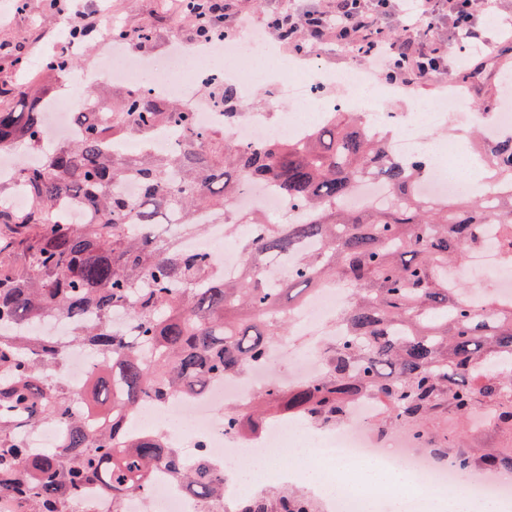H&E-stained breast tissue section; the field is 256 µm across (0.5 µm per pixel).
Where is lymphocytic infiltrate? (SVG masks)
I'll return each instance as SVG.
<instances>
[{
  "mask_svg": "<svg viewBox=\"0 0 512 512\" xmlns=\"http://www.w3.org/2000/svg\"><path fill=\"white\" fill-rule=\"evenodd\" d=\"M499 15L503 25H512L501 0H318L300 9L286 0L277 12L289 27L303 26L314 40L332 35L338 47L354 50L377 64L380 74L406 82L448 68L444 42L427 36V29L448 25L457 40V56H465L469 45L484 40L478 24L482 15ZM402 29L400 39L387 36L390 22Z\"/></svg>",
  "mask_w": 512,
  "mask_h": 512,
  "instance_id": "f902f5d3",
  "label": "lymphocytic infiltrate"
}]
</instances>
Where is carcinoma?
Returning a JSON list of instances; mask_svg holds the SVG:
<instances>
[{"label": "carcinoma", "instance_id": "cac0c4a2", "mask_svg": "<svg viewBox=\"0 0 512 512\" xmlns=\"http://www.w3.org/2000/svg\"><path fill=\"white\" fill-rule=\"evenodd\" d=\"M73 65L44 59L30 87L16 92L21 107L0 106V151L40 145L50 82ZM219 103L225 118L240 114L238 87L221 86ZM72 123L80 138L17 168L31 206H0V495L14 499L12 512H59L61 499L89 486L117 501L159 467L217 500L224 478L188 466L181 449L157 436L127 433L128 422L148 400L196 393L264 359L290 330L284 295L295 290L300 303L331 279L352 294L348 335L324 349L323 373L286 390L273 385L224 412L225 428L252 432L280 409L335 425L363 393L418 437L419 421L443 407L468 416L489 407L496 424L512 427V400L502 404L512 386V298L473 303L460 281L449 280L456 262L484 244L488 224L498 225L502 261L512 266V136L488 147L497 194L489 207L479 198L421 196L424 162L393 157L392 132L357 112H338L302 138L242 147L228 129H199L184 106L162 111L129 89L114 100L98 85ZM166 123L177 133L169 153L157 155L147 136ZM128 179L141 185V198L120 191ZM372 179L389 189L388 205L346 207L343 200ZM254 182L271 184L306 216L283 224L237 209ZM62 197L89 221H62ZM206 211L226 219L243 254L233 280L210 252L186 251L158 232L168 222L202 236L208 225L198 215ZM249 224L261 225L258 237L242 235ZM269 264L286 268L280 282L263 275ZM116 310L126 312L129 328L114 327ZM51 317L66 318L71 335L32 333ZM73 346L97 353L79 394L63 375ZM44 424L58 427L60 442L36 451L26 436ZM237 512H315V505L283 490L247 497Z\"/></svg>", "mask_w": 512, "mask_h": 512}]
</instances>
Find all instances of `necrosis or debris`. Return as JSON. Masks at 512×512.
I'll use <instances>...</instances> for the list:
<instances>
[{"mask_svg": "<svg viewBox=\"0 0 512 512\" xmlns=\"http://www.w3.org/2000/svg\"><path fill=\"white\" fill-rule=\"evenodd\" d=\"M239 51L232 38L187 46L164 61L148 67L133 65L113 67L104 59L91 76L111 81L119 78L132 90L167 101H176L195 112L201 129L216 130L230 127L233 139L251 145L271 138H288L332 119L339 111L365 110L369 121L380 129L393 132L391 150L401 159L428 158L432 143L431 128L443 125L447 111L463 97L456 83H448L447 97L421 101L413 112H396L390 106L399 97L400 89L375 84L360 60L342 70H329L312 64L311 56L296 57L276 69L262 74L243 68ZM264 80L271 97L287 100L282 112L268 110L243 113L233 124H225L224 108L215 99H198L194 87L202 81L233 83L247 87L255 80ZM241 208L261 210L296 222L299 210L289 208L281 195L270 185L257 183L241 197ZM457 278L469 282L474 292L493 288L501 294L512 293V267L502 264L497 246L472 250L464 268L456 270ZM345 288L328 284L306 304L297 308L292 321L298 333H342L341 314L347 305ZM293 351L290 339L279 338L271 347L266 362L253 365L247 372L211 383L199 396H177L162 405L148 403L144 415L157 423L164 440L178 448L195 450L203 447V460L215 473L224 478V493L208 504L188 493L163 469L153 471L145 495L126 497L113 505L98 488L91 487L79 498L80 512H141L143 503H150L152 512H234L243 495H260L264 486L244 485L237 476V464L269 456L276 448H295L299 455L294 467L281 469L270 466L269 480L305 485L306 491L320 501L323 512H365V490L349 488L346 496L326 494L324 487L308 484L309 473L325 469L328 460L336 458L361 464H377L385 469L407 466L413 487L426 491L458 495L472 494L493 497L512 512V476L498 474L492 478L466 474L453 466L433 467L426 454L419 452L420 442L414 436L372 439L367 426L377 406L372 397L356 400L349 408L345 426L331 432H321L318 426L291 425L287 418L266 421L255 433L242 435L224 429V410L227 407L249 404L273 382L271 365Z\"/></svg>", "mask_w": 512, "mask_h": 512, "instance_id": "4bbe7bcc", "label": "necrosis or debris"}]
</instances>
